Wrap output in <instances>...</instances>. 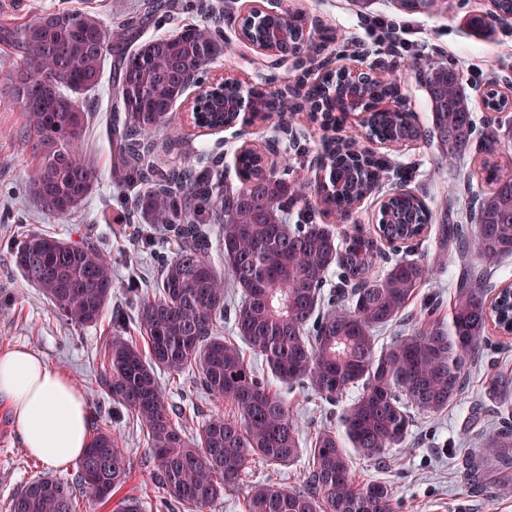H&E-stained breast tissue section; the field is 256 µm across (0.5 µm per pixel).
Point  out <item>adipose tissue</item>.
<instances>
[{
    "instance_id": "ef3b65f1",
    "label": "adipose tissue",
    "mask_w": 512,
    "mask_h": 512,
    "mask_svg": "<svg viewBox=\"0 0 512 512\" xmlns=\"http://www.w3.org/2000/svg\"><path fill=\"white\" fill-rule=\"evenodd\" d=\"M0 400L12 410L24 448L51 468L80 458L90 440V411L76 385L32 350L0 353Z\"/></svg>"
}]
</instances>
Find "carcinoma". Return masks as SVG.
<instances>
[{
    "mask_svg": "<svg viewBox=\"0 0 512 512\" xmlns=\"http://www.w3.org/2000/svg\"><path fill=\"white\" fill-rule=\"evenodd\" d=\"M287 25L294 51L308 53L299 42L301 20L290 14ZM221 42L214 20L143 41L130 19L109 30L95 15L59 4L34 20L0 17V45L19 59L13 97L0 99V108L19 109L26 133L36 142L30 194L37 205L51 217H67L95 188L98 174L82 148L91 109L79 98L99 87L112 55L109 140L116 185L131 195L144 223L162 227L179 242L162 266L155 294L137 302L147 349L122 336L124 322H115L104 343L107 366L97 381L100 393L146 428L155 481L167 499L189 512H204L239 482L250 463L280 469L303 455L301 488L254 484L246 512H391L388 485L356 483L353 458L381 464L387 450L406 443L412 413L437 415L464 391L466 366L494 318L486 281L497 263L512 257V174L487 163L492 188L477 199L470 221L439 225L441 240L456 244L463 264L448 314L428 307L413 325L381 344L379 333L403 321L406 307L436 268L437 258L423 252L415 259L392 258L381 276H370L378 242L427 234L431 215L419 196H392L373 233L359 229L341 240L330 225L316 223L306 186L290 178L286 158L280 169L267 170L256 151H245L238 158L237 188L218 179L220 156L210 158L203 172L157 161L159 137L169 148L181 145L171 111L185 93L184 79L202 78ZM408 66L422 68L437 146L448 158L465 160L479 130L459 70L416 59ZM337 82L336 76L315 88L299 82L297 102L278 112L309 108L324 124L334 125ZM203 117L207 129L238 120L237 113L219 105L204 108ZM368 122L378 141L422 137L408 113L373 112ZM357 138H332L325 146L324 192L345 220L353 204L372 193L381 168L374 160L364 166L353 162ZM300 203L293 223L290 212ZM214 224L224 250L222 274L211 258ZM13 254L22 277L42 290L66 322L94 326L109 307L112 263L96 240L31 233ZM333 267L343 287L326 298L323 288ZM230 288L241 297L233 340L215 334ZM243 344L262 359L267 374H256ZM161 371L192 372L207 393L234 412L210 417L196 436L187 437L161 392ZM273 380L342 405L339 426L314 429L302 449L293 414L272 390ZM484 393L497 405L501 422L480 454L460 457L472 496L492 481L489 463L502 473L512 469V375L490 374ZM127 478L124 449L112 430L98 428L74 479L39 476L11 498L8 510L75 512L78 490L108 502Z\"/></svg>",
    "mask_w": 512,
    "mask_h": 512,
    "instance_id": "obj_1",
    "label": "carcinoma"
}]
</instances>
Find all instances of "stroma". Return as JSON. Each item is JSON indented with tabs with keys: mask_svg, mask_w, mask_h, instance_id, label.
<instances>
[{
	"mask_svg": "<svg viewBox=\"0 0 512 512\" xmlns=\"http://www.w3.org/2000/svg\"><path fill=\"white\" fill-rule=\"evenodd\" d=\"M286 2L304 10L322 26L324 35L317 53L311 57L315 63L335 57L345 44L352 42L372 52L379 50V42L365 32L364 16L381 15L401 22L405 43L392 49L400 63L394 77L421 129L431 125V104L418 70L407 67L408 59L453 63L463 77L472 110L479 120L487 114L484 92L488 84L502 87L512 80V27L498 26L493 31L477 33L467 24L470 16L486 12L488 0H448L447 8L420 13L404 12L398 0H369L365 5L357 0ZM141 3L142 0H65L71 10L96 12L108 28L123 19H137L146 38L173 33L178 24L203 18L200 11L191 8L176 21L161 16L146 19L139 10ZM213 68L237 78L246 89L261 88L272 93L298 84L306 72L302 66L288 70L265 66L259 54L241 42L233 25L224 28L223 50ZM111 80V73H104L100 86L84 97L94 113L84 148L97 168L98 182L78 210L65 218L48 217L31 200L28 182L34 166L33 148L31 140L22 133L24 117L16 109L0 112V351L22 345L36 351L50 367L68 375L91 404L97 396V380L104 371L101 346L113 314L125 316L127 335L136 340L141 337L134 321L137 301L128 293V283L137 281L143 291L154 289L160 275V259L171 257L177 248L174 237L163 229L137 223L129 202L111 181L107 136ZM172 119L186 142L176 150L160 151L162 163L194 165L200 153L217 154L223 158L228 181L234 183L238 180L235 158L241 147L248 144L264 153L269 167H279L282 158H289L295 172L308 185H316L323 174L319 156L326 132L307 113H285L268 122H240L233 128L210 132L195 128L186 107L179 102ZM278 125L288 131L283 138L286 152L282 155L269 149ZM378 154L390 163L391 169L381 175L375 190L354 209L352 221H336L334 215L322 210L316 217L317 223L333 225L340 232L357 227L372 230L380 218L382 200L403 184L427 203L436 227L444 219H455L459 206L471 205L475 197L489 190L480 173L486 154L479 150L472 151L461 170L450 166L446 151L426 137L397 148L379 149ZM30 231L76 241L91 237L110 253L112 302L98 325L67 324L53 311L42 291L23 280L12 262L11 243ZM422 248L439 257L441 267L406 307L409 316L433 300L449 305L459 271L456 245L440 243L435 228L429 231ZM495 370L512 373V338L491 336L468 364L466 387L458 400L441 414L417 417L406 445L390 449L385 464L355 458L356 481L386 482L393 491L392 512H512V488L494 481L483 495L472 497L457 466L461 452H480L494 427L497 413L484 395V386L488 372ZM158 378L166 401L187 435H195L209 417L231 412L229 405L202 390L190 374L174 377L162 372ZM283 396L300 435H308L336 420L331 406L306 391L295 388L284 391ZM90 414L92 423L111 428L127 450L131 474L118 490V497H138L143 512H165L160 506L163 491L143 465L150 449L142 425L133 421L126 409L106 400L100 407L92 405ZM75 471L71 464L54 472L32 457L22 445L9 407L0 402V512H8L9 500L30 479L53 472L69 478ZM301 473L298 464L277 471L259 465L250 467L242 480L226 488L206 512H244L251 484L269 481L296 489L301 485Z\"/></svg>",
	"mask_w": 512,
	"mask_h": 512,
	"instance_id": "obj_1",
	"label": "stroma"
}]
</instances>
